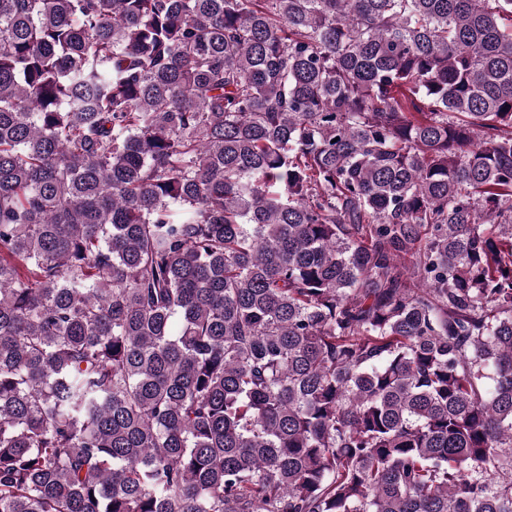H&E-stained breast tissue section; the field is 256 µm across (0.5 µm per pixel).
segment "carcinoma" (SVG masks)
Listing matches in <instances>:
<instances>
[{"instance_id": "1", "label": "carcinoma", "mask_w": 512, "mask_h": 512, "mask_svg": "<svg viewBox=\"0 0 512 512\" xmlns=\"http://www.w3.org/2000/svg\"><path fill=\"white\" fill-rule=\"evenodd\" d=\"M0 512H512V0H0Z\"/></svg>"}]
</instances>
